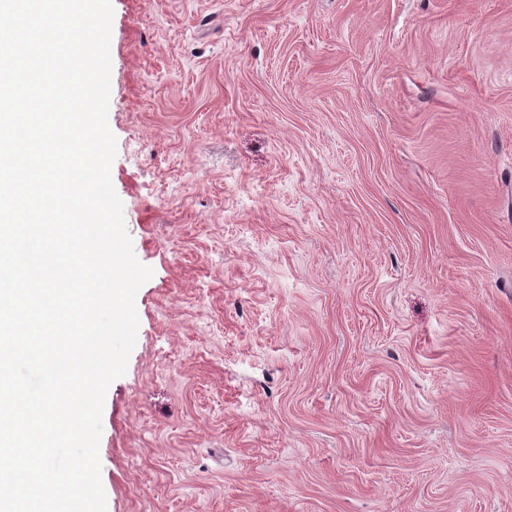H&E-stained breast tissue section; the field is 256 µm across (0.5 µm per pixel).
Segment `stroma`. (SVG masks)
Returning a JSON list of instances; mask_svg holds the SVG:
<instances>
[{"mask_svg":"<svg viewBox=\"0 0 512 512\" xmlns=\"http://www.w3.org/2000/svg\"><path fill=\"white\" fill-rule=\"evenodd\" d=\"M111 2L107 512H512V0Z\"/></svg>","mask_w":512,"mask_h":512,"instance_id":"obj_1","label":"stroma"}]
</instances>
